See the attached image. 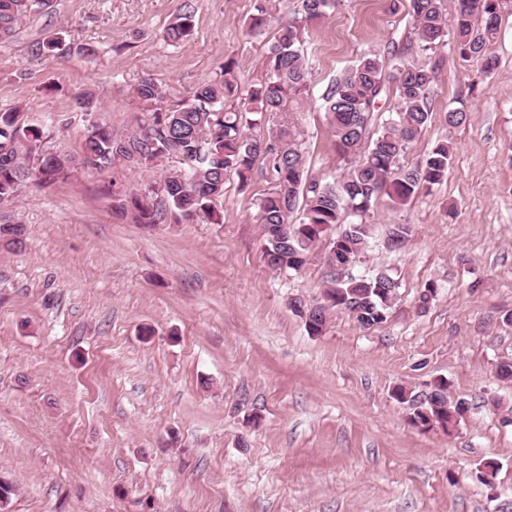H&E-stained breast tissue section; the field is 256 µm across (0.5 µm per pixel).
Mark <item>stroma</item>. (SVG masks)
Instances as JSON below:
<instances>
[{
	"mask_svg": "<svg viewBox=\"0 0 512 512\" xmlns=\"http://www.w3.org/2000/svg\"><path fill=\"white\" fill-rule=\"evenodd\" d=\"M192 38L162 32L185 3ZM253 0H53L0 43V112L55 124V150L78 154L94 95L99 119L136 127L143 79L166 104L190 99L227 58L247 88L266 39L249 35ZM61 33L72 50L37 58ZM94 55L87 56L83 47ZM310 95L267 115L289 127L308 174L340 175L321 109L327 84L360 54L421 60L408 0H339L304 35ZM482 73L447 47L432 59L433 118L406 147L412 166L451 142L448 178L407 205H373L371 238L352 272L399 283L384 323L347 313L318 335L289 307L321 299L334 276L328 229L298 272L270 269L253 202L270 186L258 160L248 191L228 178L223 221L135 224L116 217L111 173L78 170L5 206L25 245H0V478L11 512H512V10ZM460 108L468 120L448 126ZM411 233L387 247L395 225ZM435 293L428 303L426 286ZM469 405L452 433L409 422L393 395L434 378ZM500 469L493 487L475 473Z\"/></svg>",
	"mask_w": 512,
	"mask_h": 512,
	"instance_id": "stroma-1",
	"label": "stroma"
}]
</instances>
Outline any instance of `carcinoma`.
Returning a JSON list of instances; mask_svg holds the SVG:
<instances>
[{"instance_id":"1","label":"carcinoma","mask_w":512,"mask_h":512,"mask_svg":"<svg viewBox=\"0 0 512 512\" xmlns=\"http://www.w3.org/2000/svg\"><path fill=\"white\" fill-rule=\"evenodd\" d=\"M302 11L279 25L269 43L260 76L241 97L237 62L227 58L216 76L199 84L192 97L174 107L164 105L159 85L146 78L135 89L140 116L138 130L123 134L105 121L90 124L81 153L74 157L52 152L47 144L51 128L30 120L20 109L0 112V205L19 196L28 185L49 187L68 178L79 166L91 174L112 169L113 209L130 216L135 224H179L204 216L221 223L218 205L224 199L226 179L233 175L248 186L255 162H271L272 186L254 202L256 222L266 230L268 266L295 270V256L312 252L327 229L344 225L338 251L328 252L332 266L355 259L366 248L369 227L365 215L385 195L396 206L410 202L421 188L443 183L454 148L442 141L413 167L402 164L409 142L428 127L433 116L431 91L435 67L402 60L387 69L374 52H366L342 69L321 94L322 108L338 153L349 166L333 182L308 179L304 157L288 129L271 137L262 132L265 114L279 112L290 99L299 101L309 92V68L302 45L306 25L332 13L337 0H301ZM505 0H458L453 38L465 61L483 71L497 65L491 45L498 32ZM281 0H254L245 25L249 34L262 35L271 26ZM414 35L419 47L432 54L448 45V24L441 0H409ZM52 7V0H0V41L15 36L21 24ZM193 11L180 12L163 33L169 43L181 44L193 36ZM70 50L66 39L55 34L31 45L35 57L63 56ZM395 90L394 118L372 131L377 103ZM125 142L130 152L114 154ZM173 159L179 167L162 181L146 179L136 189L125 187L122 176L133 169H151L159 159ZM23 226L0 213V242L20 248ZM398 282L381 274L356 277L336 273L324 291L332 309L359 308L364 313L387 314L398 295ZM410 423L435 416L448 423L464 418L465 400L448 399L447 386L436 381L417 402L408 400Z\"/></svg>"}]
</instances>
